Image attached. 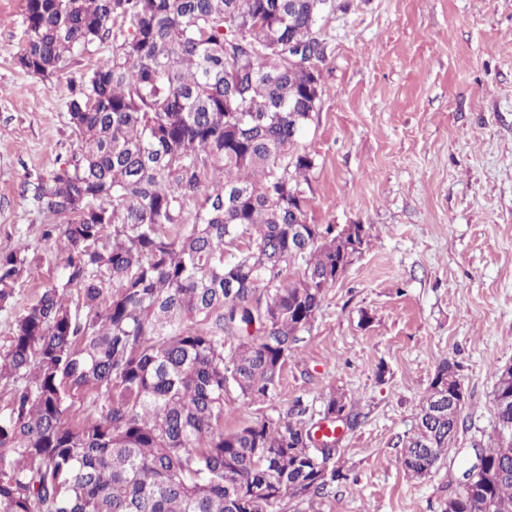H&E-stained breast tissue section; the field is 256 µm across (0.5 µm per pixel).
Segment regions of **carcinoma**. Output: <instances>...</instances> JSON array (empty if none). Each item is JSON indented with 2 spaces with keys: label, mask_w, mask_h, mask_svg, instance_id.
<instances>
[{
  "label": "carcinoma",
  "mask_w": 512,
  "mask_h": 512,
  "mask_svg": "<svg viewBox=\"0 0 512 512\" xmlns=\"http://www.w3.org/2000/svg\"><path fill=\"white\" fill-rule=\"evenodd\" d=\"M336 0H26L17 66L48 80L114 17L132 33L66 104L80 152L33 196L65 281L44 289L0 351V512H275L346 479L336 434L309 408L224 432V393L275 395L288 358L351 262L336 225L309 223L302 134L325 89L288 41L325 61ZM27 257L0 255V308ZM77 290L84 314L66 299ZM439 364L399 462L428 475L463 410L433 412ZM495 422L512 424V366ZM360 424L341 393L318 424ZM512 466L494 426L479 445ZM445 512H512V480L454 489Z\"/></svg>",
  "instance_id": "obj_1"
}]
</instances>
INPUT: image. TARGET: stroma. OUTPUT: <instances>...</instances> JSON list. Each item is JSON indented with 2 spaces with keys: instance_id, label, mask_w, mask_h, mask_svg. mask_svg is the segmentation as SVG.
Wrapping results in <instances>:
<instances>
[{
  "instance_id": "obj_1",
  "label": "stroma",
  "mask_w": 512,
  "mask_h": 512,
  "mask_svg": "<svg viewBox=\"0 0 512 512\" xmlns=\"http://www.w3.org/2000/svg\"><path fill=\"white\" fill-rule=\"evenodd\" d=\"M327 25L325 89L301 143L317 224L363 225L365 242L327 294L285 366L273 399L229 391L224 428L320 410L345 394L363 417L344 431L348 475L328 495L281 512H444L458 463L487 442L498 369L512 365V0H337ZM25 0H0V254L28 258L0 346L24 309L65 277L59 244L32 186L80 141L71 85L131 31L109 22L65 75L41 80L15 56ZM459 366L467 406L453 448L425 478L401 469L403 444L438 365Z\"/></svg>"
}]
</instances>
